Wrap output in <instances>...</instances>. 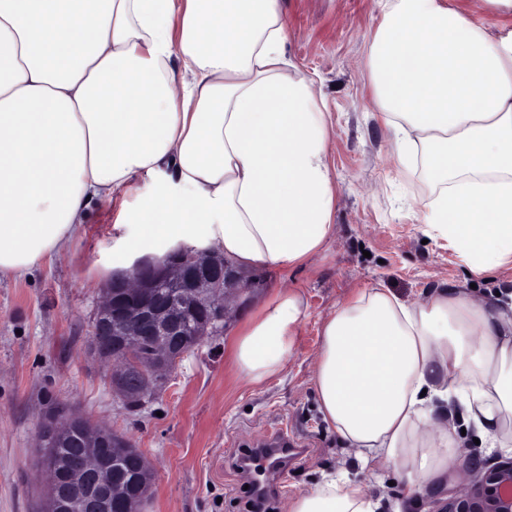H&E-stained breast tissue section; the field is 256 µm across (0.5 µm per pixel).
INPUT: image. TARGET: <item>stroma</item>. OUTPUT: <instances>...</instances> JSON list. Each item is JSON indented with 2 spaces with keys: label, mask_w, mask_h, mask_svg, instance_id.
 <instances>
[{
  "label": "stroma",
  "mask_w": 512,
  "mask_h": 512,
  "mask_svg": "<svg viewBox=\"0 0 512 512\" xmlns=\"http://www.w3.org/2000/svg\"><path fill=\"white\" fill-rule=\"evenodd\" d=\"M373 0H282L286 55L311 78L330 114L327 162L336 180L333 233L323 251L287 270H265L267 286L238 310L234 327L186 357L156 399L128 412L114 399L109 374L87 346L112 266L134 233L154 182L93 206L75 244L27 277H0V512H40L36 432L56 405L130 438L155 467L143 512H252L253 492L237 458L258 438L287 436L301 454L277 481L267 512H285L347 452L323 420L311 382L323 318L354 291L375 284L403 299L451 285L492 299L512 289V264L472 280L447 238L422 224L412 201L439 186L422 167L389 160L392 139L370 105L366 56L378 24ZM489 34L512 28V0H445ZM300 291L308 317L298 349L279 378L255 387L236 370L228 344L236 324L283 288Z\"/></svg>",
  "instance_id": "1"
}]
</instances>
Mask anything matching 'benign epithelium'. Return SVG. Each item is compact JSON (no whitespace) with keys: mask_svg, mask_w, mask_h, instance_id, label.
Masks as SVG:
<instances>
[{"mask_svg":"<svg viewBox=\"0 0 512 512\" xmlns=\"http://www.w3.org/2000/svg\"><path fill=\"white\" fill-rule=\"evenodd\" d=\"M98 306L92 335L96 360L110 367L112 390L122 404L143 406L186 355L182 336L197 314L206 323L197 331L199 342L221 336L229 327L244 296L264 287V280L245 276L224 255L180 245L160 261L136 260L112 277ZM115 336L111 349L100 348V337ZM79 414L65 410L40 425L37 447L52 434H68ZM85 443L98 448H125L127 443L103 429L88 428ZM79 476L84 488L82 512H139L143 496L131 497L125 487L151 483L153 471H114L91 457ZM435 512H512V458L485 466L472 459L463 486L437 500Z\"/></svg>","mask_w":512,"mask_h":512,"instance_id":"obj_1","label":"benign epithelium"}]
</instances>
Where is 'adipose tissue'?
I'll list each match as a JSON object with an SVG mask.
<instances>
[{
    "label": "adipose tissue",
    "mask_w": 512,
    "mask_h": 512,
    "mask_svg": "<svg viewBox=\"0 0 512 512\" xmlns=\"http://www.w3.org/2000/svg\"><path fill=\"white\" fill-rule=\"evenodd\" d=\"M366 66L394 164L440 186L415 200L477 279L512 262V31L489 35L442 0H376ZM281 0H0V277L65 252L94 203L142 176L133 253L187 244L239 267L319 254L336 182L329 126L287 69ZM308 303L283 289L230 342L261 385L296 352ZM312 376L346 469L287 512H377L369 483L396 473L404 502L431 497L457 445L448 407L485 446L512 452V293L455 287L404 300L376 285L322 321Z\"/></svg>",
    "instance_id": "1"
}]
</instances>
